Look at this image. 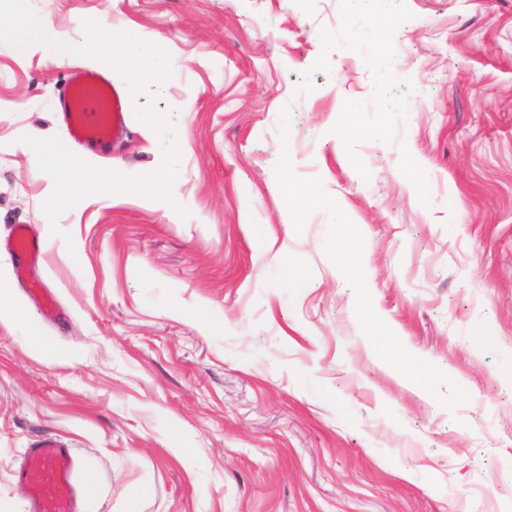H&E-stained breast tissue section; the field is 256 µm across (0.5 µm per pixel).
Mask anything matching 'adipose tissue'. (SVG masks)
Instances as JSON below:
<instances>
[{"instance_id":"obj_1","label":"adipose tissue","mask_w":512,"mask_h":512,"mask_svg":"<svg viewBox=\"0 0 512 512\" xmlns=\"http://www.w3.org/2000/svg\"><path fill=\"white\" fill-rule=\"evenodd\" d=\"M4 2L11 17L13 45L19 52L35 50L54 60L74 51L106 68L119 67L132 75L145 68L161 74L171 66L170 59L155 52L152 39L137 28L103 30L73 46L61 40L42 17L28 10L25 0ZM28 148L55 175L57 202H74L76 195L87 189L105 196L142 191L140 184L125 181L112 169L93 165L89 156L73 152L64 141L34 137L29 139Z\"/></svg>"}]
</instances>
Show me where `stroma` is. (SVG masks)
Wrapping results in <instances>:
<instances>
[{
    "mask_svg": "<svg viewBox=\"0 0 512 512\" xmlns=\"http://www.w3.org/2000/svg\"><path fill=\"white\" fill-rule=\"evenodd\" d=\"M29 6L66 42L134 25L171 59L111 73L126 125L98 160L181 207L51 206L26 143L65 137L55 102L92 64L14 52L0 15V240L28 225L64 313L0 252L25 311L0 320V512H29L44 437L96 488L75 512H512V0ZM281 180L317 200L288 211ZM24 286L28 296L38 303L42 315L46 318H53L57 311L55 297L49 288H45L43 281L36 277H30L24 280Z\"/></svg>",
    "mask_w": 512,
    "mask_h": 512,
    "instance_id": "1",
    "label": "stroma"
}]
</instances>
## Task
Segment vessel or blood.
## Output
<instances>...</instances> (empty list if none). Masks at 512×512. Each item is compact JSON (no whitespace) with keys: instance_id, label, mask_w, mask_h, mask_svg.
Segmentation results:
<instances>
[{"instance_id":"1","label":"vessel or blood","mask_w":512,"mask_h":512,"mask_svg":"<svg viewBox=\"0 0 512 512\" xmlns=\"http://www.w3.org/2000/svg\"><path fill=\"white\" fill-rule=\"evenodd\" d=\"M57 109L73 142L101 152L125 119L123 99L109 80L92 70L85 71L80 81L59 96ZM1 247L12 258L18 275L24 276L26 292L38 303L42 315L54 317V295L41 279L28 274L43 259L42 242L29 235L26 225L18 224ZM29 464L43 474L33 493L36 512H73L74 471L69 449L51 438L41 440L30 449Z\"/></svg>"}]
</instances>
